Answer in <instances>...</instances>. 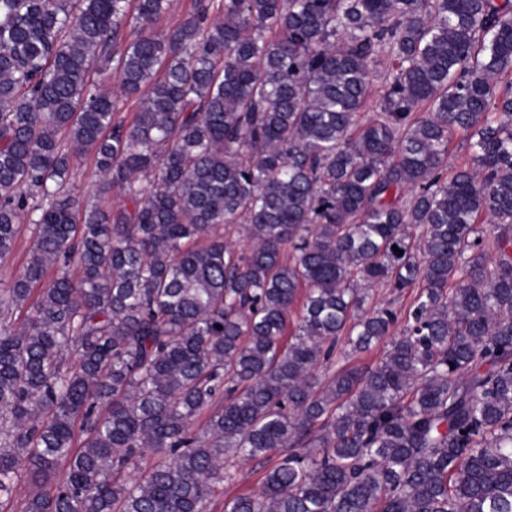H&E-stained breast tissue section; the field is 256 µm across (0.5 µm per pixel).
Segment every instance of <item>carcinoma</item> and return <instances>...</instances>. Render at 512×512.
Masks as SVG:
<instances>
[{
  "mask_svg": "<svg viewBox=\"0 0 512 512\" xmlns=\"http://www.w3.org/2000/svg\"><path fill=\"white\" fill-rule=\"evenodd\" d=\"M170 2L0 0V512H512V0ZM471 150L466 136L462 132L455 133L449 143L448 162L451 166L470 162ZM97 176L95 167L90 157L83 159L82 163L75 167L70 179V189L78 199L94 200L97 198ZM30 225L27 218L21 223V231L15 252L6 263L0 264V283L10 282L23 266L30 246ZM272 463L259 464L258 461H251L240 464L231 460L224 462L226 469L239 472L237 479L224 482V498L258 490L266 471Z\"/></svg>",
  "mask_w": 512,
  "mask_h": 512,
  "instance_id": "cac0c4a2",
  "label": "carcinoma"
}]
</instances>
